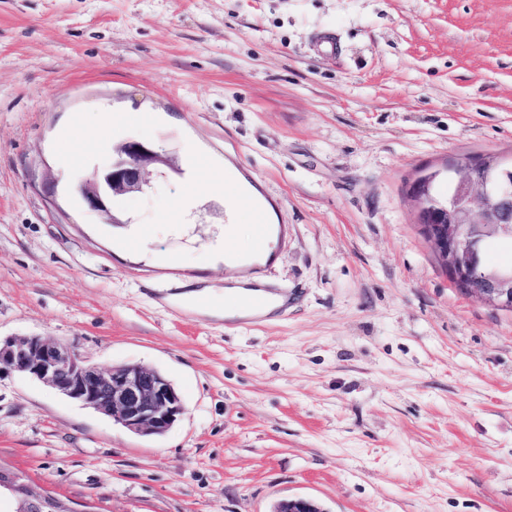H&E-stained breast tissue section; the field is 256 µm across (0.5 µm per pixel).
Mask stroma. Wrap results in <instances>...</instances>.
Here are the masks:
<instances>
[{"label": "stroma", "mask_w": 512, "mask_h": 512, "mask_svg": "<svg viewBox=\"0 0 512 512\" xmlns=\"http://www.w3.org/2000/svg\"><path fill=\"white\" fill-rule=\"evenodd\" d=\"M107 112L158 121L63 163ZM129 139L175 170L85 209ZM194 151L281 225L272 263L214 261L252 215L190 194ZM487 154L512 158V0H0V337L157 369L185 407L145 435L4 372L0 465L94 512H512V312L450 282L411 198ZM235 280L292 306L175 301ZM253 290L261 293H249L241 295L232 303L224 300V307L219 308L224 314V321L229 323L238 318L243 313H247L246 317L253 321L266 320L272 312H285L288 309V296L274 288H264L261 286L253 287ZM276 302L277 307L271 312H266L270 303Z\"/></svg>", "instance_id": "1"}]
</instances>
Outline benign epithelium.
<instances>
[{
  "instance_id": "1",
  "label": "benign epithelium",
  "mask_w": 512,
  "mask_h": 512,
  "mask_svg": "<svg viewBox=\"0 0 512 512\" xmlns=\"http://www.w3.org/2000/svg\"><path fill=\"white\" fill-rule=\"evenodd\" d=\"M175 170L169 155L138 140L113 148L110 164L93 171L79 185L88 210L118 223L110 210L112 197L137 192L150 184L159 168ZM454 193L445 201L432 192L434 177L412 187L418 223L445 264L454 283H465L466 295L512 312V271L487 270L481 256L491 238L512 234V169L487 158H465L453 164ZM35 378L67 398L101 411L136 433L162 435L184 413L182 399L159 371L139 364L100 369L69 346L41 336L0 340V373ZM13 501L17 512H43L49 502L60 512H93L32 490L12 471L0 473V502ZM281 512H320L305 498L280 502Z\"/></svg>"
}]
</instances>
